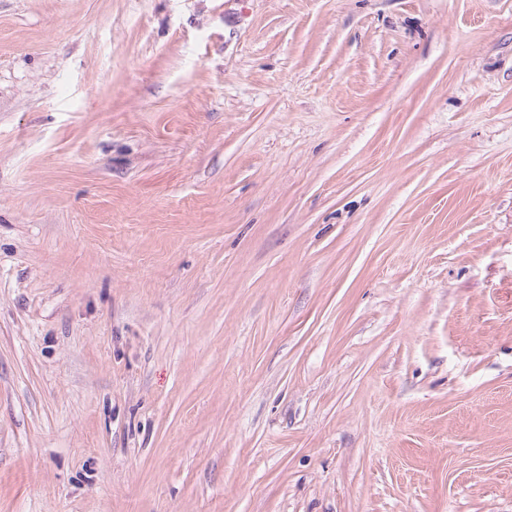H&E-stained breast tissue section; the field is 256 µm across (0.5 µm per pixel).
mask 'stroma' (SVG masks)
<instances>
[{
    "label": "stroma",
    "mask_w": 512,
    "mask_h": 512,
    "mask_svg": "<svg viewBox=\"0 0 512 512\" xmlns=\"http://www.w3.org/2000/svg\"><path fill=\"white\" fill-rule=\"evenodd\" d=\"M0 512H512V0H0Z\"/></svg>",
    "instance_id": "35a3bbf8"
}]
</instances>
